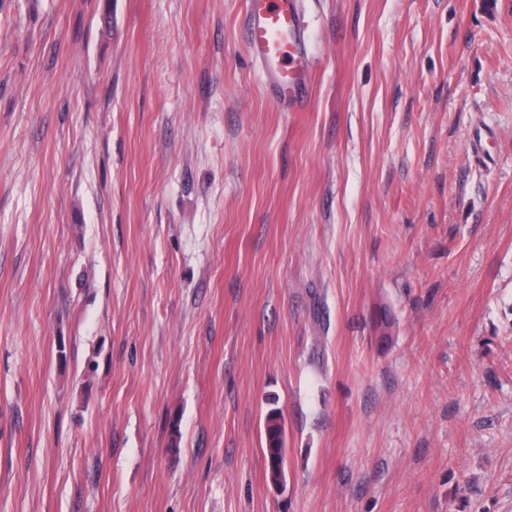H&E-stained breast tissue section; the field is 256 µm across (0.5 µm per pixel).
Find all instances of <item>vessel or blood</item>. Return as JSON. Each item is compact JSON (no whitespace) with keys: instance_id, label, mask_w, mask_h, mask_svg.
Masks as SVG:
<instances>
[{"instance_id":"obj_1","label":"vessel or blood","mask_w":512,"mask_h":512,"mask_svg":"<svg viewBox=\"0 0 512 512\" xmlns=\"http://www.w3.org/2000/svg\"><path fill=\"white\" fill-rule=\"evenodd\" d=\"M246 5V46L268 75V96L282 107L303 105L310 93L311 61L297 0H246Z\"/></svg>"}]
</instances>
